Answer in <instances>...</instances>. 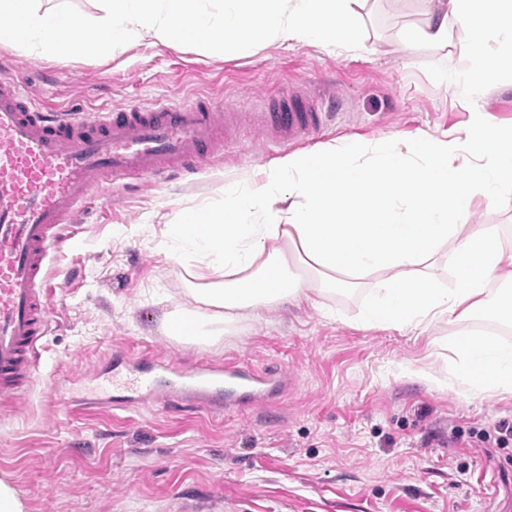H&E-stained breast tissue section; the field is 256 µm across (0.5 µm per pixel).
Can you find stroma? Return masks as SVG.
Wrapping results in <instances>:
<instances>
[{"mask_svg":"<svg viewBox=\"0 0 512 512\" xmlns=\"http://www.w3.org/2000/svg\"><path fill=\"white\" fill-rule=\"evenodd\" d=\"M424 10L423 0H362L370 51L360 56L306 43L223 58L142 44L112 58L50 59L0 46V76L59 109L203 93L244 119L235 144L190 179L117 190L111 214L80 224L52 259L58 288L39 379L26 396L0 399V493L15 512H177L182 499L222 512H487L477 487L487 465L512 473V442L474 447L469 435L512 426V395L467 398L448 375V340L465 332L512 345V326L478 313L415 331L366 328L358 290L260 310L214 345L176 342L160 327L188 278L162 247L167 224L292 151L253 127L268 95L298 84L340 102L313 150L461 133L477 110L512 126V77L474 97L434 80L437 50L400 42ZM116 347L186 364L239 354L277 366L296 387L248 414L155 402L113 416L51 402L54 387L87 388Z\"/></svg>","mask_w":512,"mask_h":512,"instance_id":"obj_1","label":"stroma"}]
</instances>
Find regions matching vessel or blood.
Wrapping results in <instances>:
<instances>
[{"mask_svg": "<svg viewBox=\"0 0 512 512\" xmlns=\"http://www.w3.org/2000/svg\"><path fill=\"white\" fill-rule=\"evenodd\" d=\"M256 122L277 142L319 134L334 104L292 87L267 98ZM239 115L212 98L157 99L94 113L56 112L37 103L16 78L0 79V397L30 388L50 330V259L71 238L73 224L112 200L128 179H186L232 140ZM84 395L57 389L65 409L98 406L115 412L160 400L173 410L213 413L267 407L287 378L277 366L244 357L184 368L145 353L123 351L96 372Z\"/></svg>", "mask_w": 512, "mask_h": 512, "instance_id": "b4317fda", "label": "vessel or blood"}]
</instances>
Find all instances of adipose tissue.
Listing matches in <instances>:
<instances>
[{
    "instance_id": "1",
    "label": "adipose tissue",
    "mask_w": 512,
    "mask_h": 512,
    "mask_svg": "<svg viewBox=\"0 0 512 512\" xmlns=\"http://www.w3.org/2000/svg\"><path fill=\"white\" fill-rule=\"evenodd\" d=\"M418 36L465 56L462 81L478 94L512 72V0H425ZM464 23L461 42L449 21ZM512 200V127L474 112L465 135L331 144L283 156L258 178L233 181L220 205L183 210L166 251L186 266V304L164 333L191 322L192 342L219 341L260 309L366 289L360 320L414 330L482 311L512 324V242L498 226L468 223L475 206ZM452 267L453 286L439 271ZM454 369L473 396L512 394V347L458 336Z\"/></svg>"
}]
</instances>
